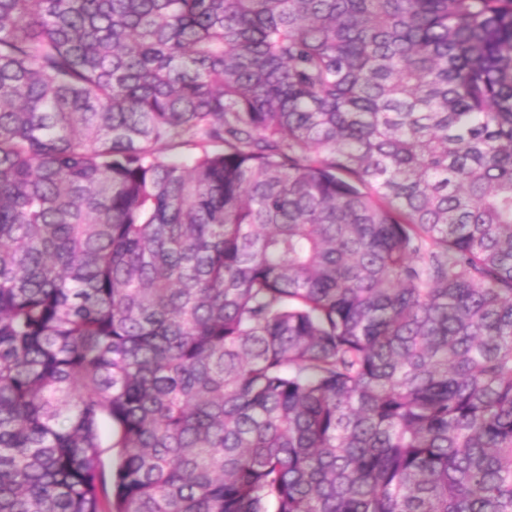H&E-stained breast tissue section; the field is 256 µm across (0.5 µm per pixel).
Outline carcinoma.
<instances>
[{
  "label": "carcinoma",
  "instance_id": "obj_1",
  "mask_svg": "<svg viewBox=\"0 0 512 512\" xmlns=\"http://www.w3.org/2000/svg\"><path fill=\"white\" fill-rule=\"evenodd\" d=\"M0 512H512V0H0Z\"/></svg>",
  "mask_w": 512,
  "mask_h": 512
}]
</instances>
